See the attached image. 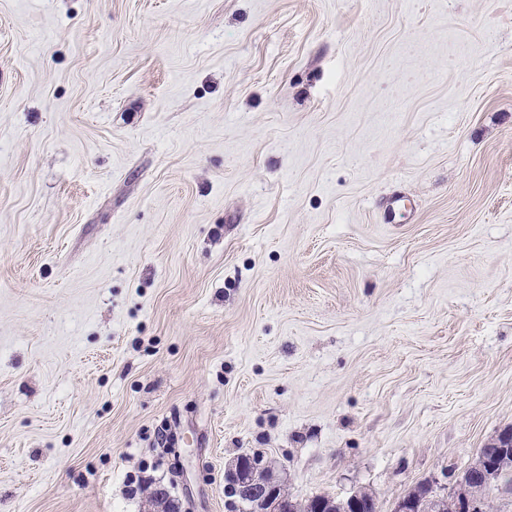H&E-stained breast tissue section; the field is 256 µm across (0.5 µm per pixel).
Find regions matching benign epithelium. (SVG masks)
I'll return each instance as SVG.
<instances>
[{
	"mask_svg": "<svg viewBox=\"0 0 512 512\" xmlns=\"http://www.w3.org/2000/svg\"><path fill=\"white\" fill-rule=\"evenodd\" d=\"M494 450L491 456L498 460V466H490L487 457L471 465L461 480L454 486L448 496V502L441 503L440 508L449 512H484L485 495L490 493L499 467L507 465L512 452V434H499L493 441ZM225 481L231 485L238 499L260 507V512H281L284 508V484L275 475L264 472L261 458L249 460L234 459L225 471ZM376 504V495H366L362 491L352 492L344 499H330L328 507L335 512H351L355 508L359 512H372Z\"/></svg>",
	"mask_w": 512,
	"mask_h": 512,
	"instance_id": "obj_1",
	"label": "benign epithelium"
}]
</instances>
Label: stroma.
I'll list each match as a JSON object with an SVG mask.
<instances>
[{"mask_svg": "<svg viewBox=\"0 0 512 512\" xmlns=\"http://www.w3.org/2000/svg\"><path fill=\"white\" fill-rule=\"evenodd\" d=\"M512 427V0H0V512H380ZM250 454H245L249 459ZM262 458H250L247 463L245 459L236 458L228 465L225 471V481L231 485L238 496V499L249 504L258 505L259 511L250 512H279L284 508V484L275 475H268L264 472L261 462ZM230 497H237L229 493ZM376 498V494L366 495L362 491L357 490L344 499L336 501L335 498H331L327 506L335 509L336 512H352L350 510L351 507L361 510L359 512H372L376 504Z\"/></svg>", "mask_w": 512, "mask_h": 512, "instance_id": "35a3bbf8", "label": "stroma"}]
</instances>
